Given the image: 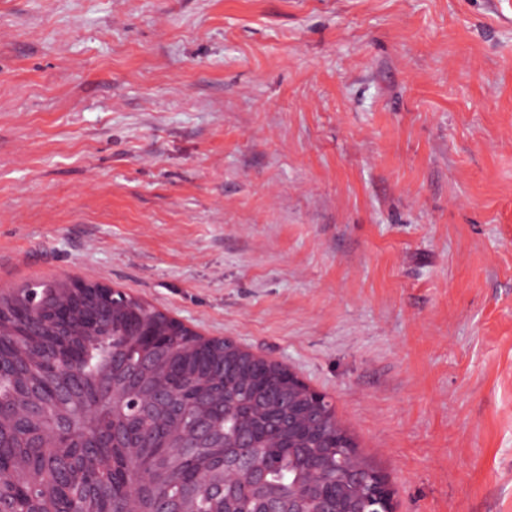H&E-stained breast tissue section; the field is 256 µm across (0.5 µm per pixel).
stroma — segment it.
<instances>
[{
    "instance_id": "stroma-1",
    "label": "stroma",
    "mask_w": 512,
    "mask_h": 512,
    "mask_svg": "<svg viewBox=\"0 0 512 512\" xmlns=\"http://www.w3.org/2000/svg\"><path fill=\"white\" fill-rule=\"evenodd\" d=\"M64 278L289 367L396 512H512V0H0V293Z\"/></svg>"
}]
</instances>
